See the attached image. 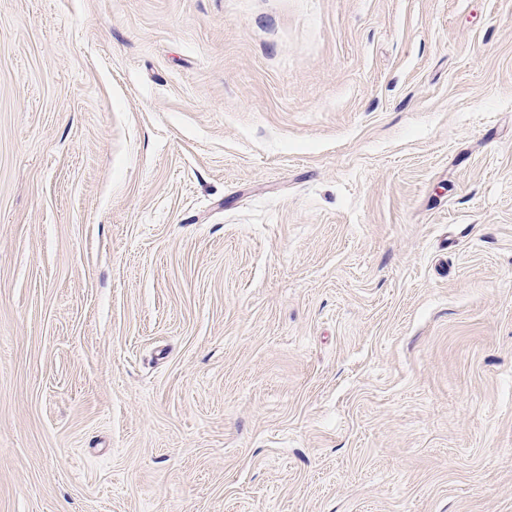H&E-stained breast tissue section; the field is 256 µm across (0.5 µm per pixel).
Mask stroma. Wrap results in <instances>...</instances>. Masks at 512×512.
I'll return each mask as SVG.
<instances>
[{
	"label": "stroma",
	"instance_id": "35a3bbf8",
	"mask_svg": "<svg viewBox=\"0 0 512 512\" xmlns=\"http://www.w3.org/2000/svg\"><path fill=\"white\" fill-rule=\"evenodd\" d=\"M0 512H512V0H0Z\"/></svg>",
	"mask_w": 512,
	"mask_h": 512
}]
</instances>
